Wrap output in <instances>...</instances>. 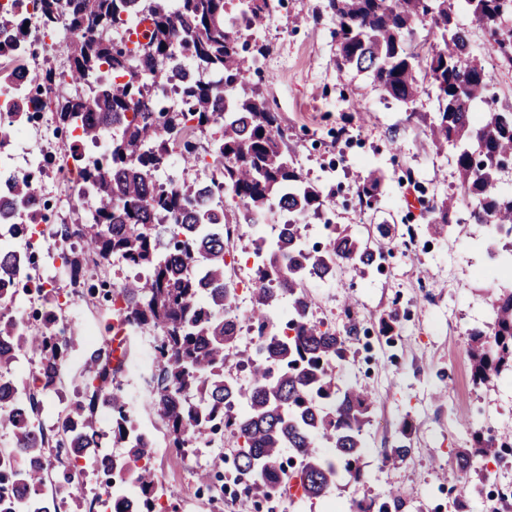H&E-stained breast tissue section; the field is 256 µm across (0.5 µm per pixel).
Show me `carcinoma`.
Instances as JSON below:
<instances>
[{"mask_svg": "<svg viewBox=\"0 0 512 512\" xmlns=\"http://www.w3.org/2000/svg\"><path fill=\"white\" fill-rule=\"evenodd\" d=\"M328 7L336 19L338 64L370 73L385 100L414 102L421 71L437 89L430 138L439 146L454 142L459 182L455 197L445 195L425 207L426 223L407 226L409 240L420 234L448 236V217L461 205L472 223L512 257V191L500 188L501 176L512 164V111L475 112L478 103L487 102L492 74L471 56L467 31L455 21L457 12L472 11L488 35V50L511 65L512 36L503 38L501 28L512 24V0H328ZM236 10L233 0H179L175 12L167 0H13L0 9V32L12 36L8 47L0 46V82L25 77L32 83V95L13 113L17 123L32 122L48 107L46 97L54 86L65 84L75 94L55 98L53 112L60 126H81L91 143L117 130L107 156L83 161L70 154L92 195L83 200L80 222L62 225L53 236L61 246L73 239L78 243L61 251L75 289L85 284L90 268L108 267L116 258L140 269L118 285L101 280L89 287V294L119 299L118 318L126 329L159 333V367L150 401L167 425L171 447L231 437L236 442L233 459L217 455L232 462V486L224 492L245 505L254 493L275 502L295 477L301 498L315 500L344 480H363L359 460L363 430L370 423L371 391L336 379L353 330L343 336L316 319L300 283L332 279L342 268L361 278L380 269L382 239L389 230L377 225L379 238L372 240L349 224L328 223L327 244L309 247L297 224L268 241L253 242V306L247 320L261 344L256 353H242L236 362L248 371L247 386L226 376L224 365L236 347L241 317L235 289L228 286L225 227L251 225L271 213L318 216L328 198L303 177L283 148L278 114L256 89L248 88L263 50L251 51L242 33L229 24ZM242 10L247 23L257 25L270 14L271 0H243ZM32 13L46 29H56L61 20L67 25V70L31 71L15 52L27 38L25 23ZM144 20L150 22L146 42L130 47L110 38L116 29L138 34ZM426 22L434 40L420 48L414 43L416 26ZM176 55L188 58L197 78L182 88L176 105L167 107L161 94L168 63ZM211 126L218 127L219 136L211 142L208 164L215 192L206 203L196 182L164 185L157 174L174 150L185 164L194 165L199 160L196 136ZM52 162L53 156H47L11 188L8 204L32 208L36 221L43 205L40 177ZM381 187L379 170L367 167L357 189L359 204L377 206ZM38 268L33 253L21 264L0 254V274L9 270L12 284L0 287V379H7L0 383V406L10 408L0 413V431L12 435L25 461L22 469L0 465V512H27L37 500L58 512L73 481L81 477L80 458L135 483L139 494L134 512H167L159 503V480L141 448L137 426L114 386L128 356L127 337L112 336L116 347H90L81 336L57 335L58 292L43 288L41 278L33 275ZM30 283L41 293L44 311L31 315V323L22 327L3 309L20 286ZM285 298L290 336L280 335L275 322ZM493 313L487 328L467 333L477 383L512 374V288L496 289ZM397 322L394 310L378 317L379 333L388 343ZM78 347L85 350L80 399L69 408L62 477L46 498L41 494L48 476L43 461L51 438L39 419L42 396L55 389L68 354ZM27 353L39 358V370L28 384L14 378ZM104 405L112 410V441L126 448L121 455L102 450V433L94 420ZM407 433L402 430L398 445L383 451L384 465L409 455ZM474 442L475 451L457 452L452 477L474 472L486 478L488 463L512 454L511 431L477 432ZM286 449L292 454L288 460ZM350 512H388V502L354 500Z\"/></svg>", "mask_w": 512, "mask_h": 512, "instance_id": "cac0c4a2", "label": "carcinoma"}]
</instances>
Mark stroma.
I'll use <instances>...</instances> for the list:
<instances>
[{
    "label": "stroma",
    "mask_w": 512,
    "mask_h": 512,
    "mask_svg": "<svg viewBox=\"0 0 512 512\" xmlns=\"http://www.w3.org/2000/svg\"><path fill=\"white\" fill-rule=\"evenodd\" d=\"M457 20L469 34L473 56L494 74L492 108L512 110V67L490 56L471 13H458ZM335 29L327 0H273L252 38L268 48L258 62L261 89L280 117L288 150L303 176L329 194L326 217L361 231L385 224L392 238L382 271L321 286L315 309L317 318L338 330L353 321L364 330L350 338L338 377L373 392L371 423L364 430L365 479L312 502H264L260 512H348L352 500L393 488L400 496L390 512H455L448 478L457 451L468 447L471 431L512 430V377L474 384L466 353L468 330L485 327L492 311L493 267L484 265L481 274H473L480 231L464 223L461 208L447 239L422 235L404 245L408 226L422 221L420 208L408 207V199L420 189L426 197H440L458 184L454 147L437 149L426 135L437 91L425 79L413 104L385 101L369 75L338 68ZM368 166L384 175L375 209L359 206L356 198L358 175ZM47 273L51 287L70 298L64 316L71 330L92 337L94 344L107 342V303L85 291L73 295L68 274L55 267ZM348 294L358 302L351 320L343 312ZM390 308L399 313V328L389 345L377 334V317ZM405 424L412 452L396 467H385L380 452L396 443ZM213 459L214 449L205 443L170 448L153 458L166 504L176 512H243L241 501L220 489L200 490L197 477ZM495 472L485 484L471 475L466 512H512V465L497 466Z\"/></svg>",
    "instance_id": "stroma-1"
}]
</instances>
